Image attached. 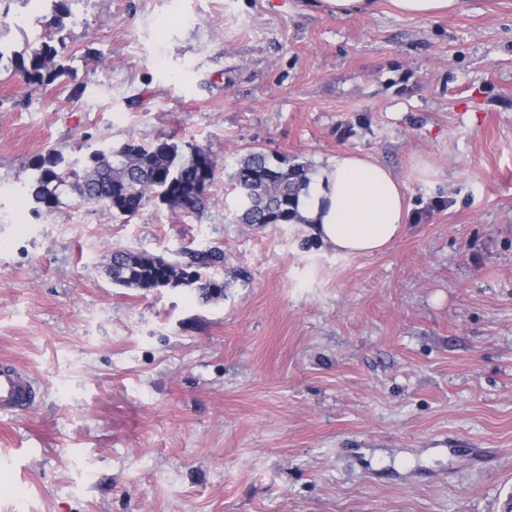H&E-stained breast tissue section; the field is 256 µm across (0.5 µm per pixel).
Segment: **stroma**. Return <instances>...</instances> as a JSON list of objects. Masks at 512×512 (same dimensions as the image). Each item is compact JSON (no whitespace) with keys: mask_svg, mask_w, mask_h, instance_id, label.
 I'll use <instances>...</instances> for the list:
<instances>
[{"mask_svg":"<svg viewBox=\"0 0 512 512\" xmlns=\"http://www.w3.org/2000/svg\"><path fill=\"white\" fill-rule=\"evenodd\" d=\"M0 0L69 74L0 65V512H502L512 495V0L431 19L319 0ZM162 136L217 163L202 216L21 206L34 162ZM372 155L411 222L343 256L233 221L251 148ZM217 246L224 294L113 284V251ZM377 0H320L325 11L336 17L366 16L373 13ZM38 386L21 367L0 359V416H16L30 409L36 399Z\"/></svg>","mask_w":512,"mask_h":512,"instance_id":"35a3bbf8","label":"stroma"}]
</instances>
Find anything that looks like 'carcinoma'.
I'll return each instance as SVG.
<instances>
[{"instance_id":"cac0c4a2","label":"carcinoma","mask_w":512,"mask_h":512,"mask_svg":"<svg viewBox=\"0 0 512 512\" xmlns=\"http://www.w3.org/2000/svg\"><path fill=\"white\" fill-rule=\"evenodd\" d=\"M14 57L16 70L34 87L52 85L67 73L56 62L57 48L48 41L16 51ZM63 162L55 152L35 162L38 175L25 185L22 197L35 213L58 209L74 192L81 200L103 203L121 216L132 217L151 201L173 212L200 214L206 197L197 186L212 181L216 168L207 151L193 147L186 152L167 138L149 146L128 141L107 151L95 150L77 168ZM313 170L310 164L251 149L232 175L240 200L237 222L256 228L301 223L296 201ZM183 257L169 260L118 249L112 252L107 273L113 283L127 288L189 286L207 299L223 293L224 283L209 277L208 270L224 265V250L217 246L190 250Z\"/></svg>"}]
</instances>
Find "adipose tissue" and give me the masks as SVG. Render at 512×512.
Returning a JSON list of instances; mask_svg holds the SVG:
<instances>
[{"label": "adipose tissue", "instance_id": "1", "mask_svg": "<svg viewBox=\"0 0 512 512\" xmlns=\"http://www.w3.org/2000/svg\"><path fill=\"white\" fill-rule=\"evenodd\" d=\"M298 211L336 253L361 256L382 252L404 233L411 201L388 167L344 149L316 168Z\"/></svg>", "mask_w": 512, "mask_h": 512}]
</instances>
